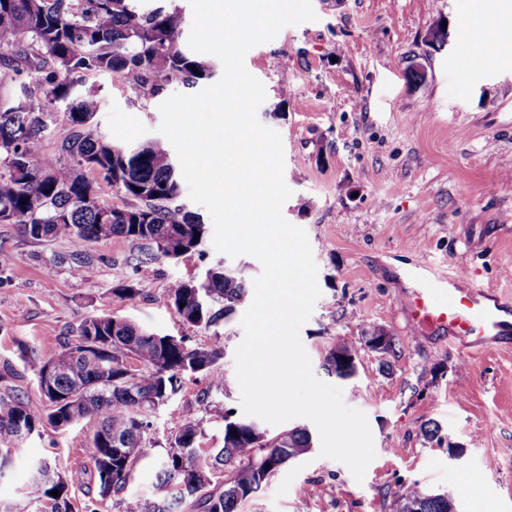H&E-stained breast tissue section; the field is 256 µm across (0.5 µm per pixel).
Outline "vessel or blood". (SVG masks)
Returning a JSON list of instances; mask_svg holds the SVG:
<instances>
[{"label":"vessel or blood","mask_w":512,"mask_h":512,"mask_svg":"<svg viewBox=\"0 0 512 512\" xmlns=\"http://www.w3.org/2000/svg\"><path fill=\"white\" fill-rule=\"evenodd\" d=\"M409 276L416 286L405 295L402 309L413 330L428 327L479 349L512 340V302L459 287L454 278L434 279L423 261Z\"/></svg>","instance_id":"obj_1"}]
</instances>
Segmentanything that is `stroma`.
<instances>
[{
  "label": "stroma",
  "instance_id": "1",
  "mask_svg": "<svg viewBox=\"0 0 512 512\" xmlns=\"http://www.w3.org/2000/svg\"><path fill=\"white\" fill-rule=\"evenodd\" d=\"M317 21L282 29L250 49L244 64L265 86L258 118L276 130L284 149V180L292 196L282 212L303 228L318 266L322 295L299 337L314 374L340 385L348 407L367 416L376 451L363 481L321 456L320 439L275 471L239 512H397L412 486L452 492L459 512H512V350L471 356L447 341L417 338L399 308L411 283L405 271L426 257L434 271L461 275V287L512 294V55L485 58L476 29L490 0H312ZM446 21L448 39L433 49L428 35ZM419 65L413 80L410 65ZM100 110L98 133L125 145L161 141L160 104L198 85L173 83L159 93L135 81L99 73L86 78ZM309 198L314 208H300ZM203 255L164 260L134 300L112 287L133 272L119 237L89 247L73 273L67 238L35 241L0 224V393L38 400L20 346L44 353L70 340L89 316L110 314L154 331L189 337L204 347L211 330L184 323L169 289L215 263L253 281L255 258H236L204 244ZM243 308L220 331V378L186 376L181 388L147 415L143 438L154 458L169 450L189 417L202 448L221 446L225 411H239L234 352L242 341ZM381 330L392 351L365 344ZM357 352L358 372L337 381L323 368L337 341ZM208 400H201V393ZM438 426L429 438L424 430ZM93 419L69 428L45 427L14 453L12 480L0 502L26 512L28 465L49 461L61 474L91 467ZM460 456L449 459V448Z\"/></svg>",
  "mask_w": 512,
  "mask_h": 512
}]
</instances>
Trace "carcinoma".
I'll use <instances>...</instances> for the list:
<instances>
[{
  "label": "carcinoma",
  "instance_id": "obj_1",
  "mask_svg": "<svg viewBox=\"0 0 512 512\" xmlns=\"http://www.w3.org/2000/svg\"><path fill=\"white\" fill-rule=\"evenodd\" d=\"M185 19L177 6L141 13L134 0H0V88L20 84L39 107L14 106L0 94V223L16 224L31 239L67 237L73 246L72 270L92 259L88 247L122 238L125 262L133 277L112 288L119 299L133 300L139 284L150 278L158 262L202 253L206 227L200 217L177 204L180 183L176 164L157 142L134 147L116 145L94 133L100 108L93 89L71 93L78 79L100 72L132 78L154 92L169 82L196 83L210 78L214 62L180 42ZM71 101L69 133L59 152L62 164L44 160L47 125L43 107ZM117 187L138 206L100 203V182ZM199 239H194L195 233ZM182 321L215 328L205 347L148 330L112 316L84 319L75 341L47 355L21 349L24 367L37 377L40 400L0 394V482L13 465L12 451L49 424L64 429L84 418L97 421L93 434L91 476L98 497L86 512L122 493L138 464L148 459L142 410L175 394L187 374H219L224 347L216 327L248 293L236 273L217 263L201 279L179 280L169 289ZM353 350L339 341L324 357V369L340 379L355 375L356 365L339 358ZM254 423L224 418L220 448L200 454L203 431L186 419L171 448L156 461L160 494L137 502L135 512H237L239 503L260 489L283 464L304 454L311 433L295 427L261 440ZM224 481L215 485L216 474ZM85 472L61 476L44 460L33 468L34 496L30 512H73L71 489ZM58 491V496L50 495ZM454 495L409 488L402 501L419 512H448Z\"/></svg>",
  "mask_w": 512,
  "mask_h": 512
}]
</instances>
